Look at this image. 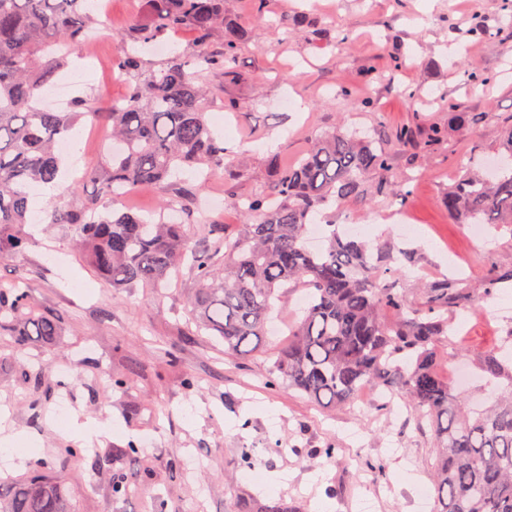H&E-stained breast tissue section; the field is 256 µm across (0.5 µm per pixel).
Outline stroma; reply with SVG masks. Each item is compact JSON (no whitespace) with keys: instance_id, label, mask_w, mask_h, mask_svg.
Returning <instances> with one entry per match:
<instances>
[{"instance_id":"1","label":"stroma","mask_w":512,"mask_h":512,"mask_svg":"<svg viewBox=\"0 0 512 512\" xmlns=\"http://www.w3.org/2000/svg\"><path fill=\"white\" fill-rule=\"evenodd\" d=\"M107 2L103 26L51 96L108 102L125 94L112 61L125 47L124 33L141 3ZM299 10L344 33V40L281 39L268 27L269 19ZM224 14L248 32L237 59L245 79L208 74L220 106L208 117L231 145L230 166L240 177L182 175L192 206L204 207L235 234L244 222L235 200L265 182L269 154L296 160L312 136L338 127L368 126L384 134L406 124L446 128L442 146L416 149L411 162L406 148L385 144L393 172L412 178L408 208L419 234H401L393 217L397 203L385 196L360 195L322 216L363 224L361 239L368 243L382 236L420 248L423 278L397 282L410 296L459 274L478 304L507 307L500 326L470 314L460 336L438 347L440 360L452 355L474 368L466 393L481 399L490 383L478 369L481 355L497 351L512 335V286L488 287L494 273L512 266V229L486 225V242L477 245L464 224L449 218L441 198L472 159H497L503 129L512 123V34L505 30L501 0H224ZM396 56L402 65L393 72ZM373 69L393 72V81L369 87ZM473 72L494 80L472 87L467 76ZM403 87L408 96L400 95ZM368 94L373 107L365 111L358 102ZM227 99L236 101L234 111L223 110ZM452 104L476 118L475 137L449 127ZM32 232L25 256L0 257V282L28 280L32 302L54 311L62 330L53 340L28 343L22 362L13 358L10 337L0 336V409L14 432L40 448L39 455L14 460L0 481L25 479L40 458L63 464L76 512H234L246 499L282 502L298 512H433V499L422 494L433 439L417 429L407 405L323 408L272 385L275 354L287 346L288 327L307 305V288L284 289L258 352L231 356L188 324L195 286L189 266L157 288L115 289L83 265L68 229L40 221ZM65 363L73 366L68 380L58 373ZM103 378L121 381L122 389L105 393ZM65 394L80 421L111 428L94 439V453L70 455L77 442L54 423V407ZM148 436L154 447L124 462L131 494L112 497L109 449ZM330 443L336 452L328 456L323 449ZM244 447L253 455L243 467ZM192 457L203 460V468L188 471ZM373 463L381 464L380 477L371 476Z\"/></svg>"}]
</instances>
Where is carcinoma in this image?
<instances>
[{"label":"carcinoma","instance_id":"obj_1","mask_svg":"<svg viewBox=\"0 0 512 512\" xmlns=\"http://www.w3.org/2000/svg\"><path fill=\"white\" fill-rule=\"evenodd\" d=\"M91 0H0V254L20 255L32 244L29 191L57 185L65 176L57 144L87 117L102 122L119 148L100 169L85 173L95 194L84 201L44 206L50 224L67 227L81 261L112 287L159 285L191 255L197 285L191 320L199 331L247 355L259 349L279 290L295 282L309 289V304L277 352L273 384L303 393L318 405L351 403L371 386L405 401L418 424H427L436 442L432 483L434 512H512V374L496 384L483 407L451 393L439 373L436 347L453 339L454 317L473 310L470 288L445 277L418 299L394 288L392 279L415 266V251L386 241L365 243L326 224L324 246L306 249V230L325 207L362 192L363 181L382 176L376 193L404 204L409 178L391 174L390 157L367 130H333L317 135L295 163L268 157L266 185L239 198L248 223L236 235L203 215L198 229L214 248L192 245L194 229L159 214L129 210L124 195L144 187L171 189L178 174L198 168L210 174L227 169L230 150L210 127L205 101L210 89L200 75L221 70L239 80L236 61L247 31L224 16V0H143L142 15L125 41L145 47L163 42L188 26L197 36L187 59L170 51L146 65L123 53L115 67L127 93L100 112L90 99L69 111L38 105L42 89L69 64L97 17ZM300 27L332 40V31L298 13L284 15L275 30L286 36ZM223 48L212 52L213 33ZM421 132L401 126L393 139L402 147L433 148L444 141L440 127ZM496 170L467 167L442 197V207L463 224H512V124L504 128ZM392 314L387 321L384 311ZM61 332L59 317L32 306L28 285L0 290V336L49 340ZM0 512H71L61 469L37 465L23 482L0 494Z\"/></svg>","mask_w":512,"mask_h":512}]
</instances>
